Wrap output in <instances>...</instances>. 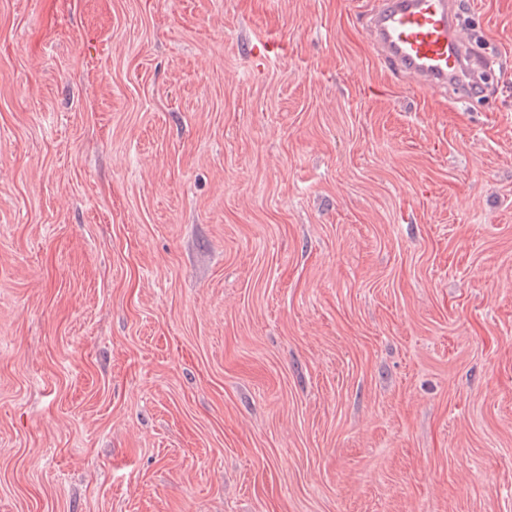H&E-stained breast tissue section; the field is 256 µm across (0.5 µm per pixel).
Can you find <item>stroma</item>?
<instances>
[{"label": "stroma", "instance_id": "obj_1", "mask_svg": "<svg viewBox=\"0 0 512 512\" xmlns=\"http://www.w3.org/2000/svg\"><path fill=\"white\" fill-rule=\"evenodd\" d=\"M373 2L0 0V512H512V0ZM454 0H377L365 31L378 61L427 90L469 102L482 93Z\"/></svg>", "mask_w": 512, "mask_h": 512}]
</instances>
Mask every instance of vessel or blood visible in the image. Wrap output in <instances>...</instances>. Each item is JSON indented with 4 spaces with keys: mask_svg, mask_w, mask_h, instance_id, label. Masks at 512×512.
<instances>
[{
    "mask_svg": "<svg viewBox=\"0 0 512 512\" xmlns=\"http://www.w3.org/2000/svg\"><path fill=\"white\" fill-rule=\"evenodd\" d=\"M365 31L387 70L461 101L480 96L455 0H376Z\"/></svg>",
    "mask_w": 512,
    "mask_h": 512,
    "instance_id": "b4317fda",
    "label": "vessel or blood"
}]
</instances>
